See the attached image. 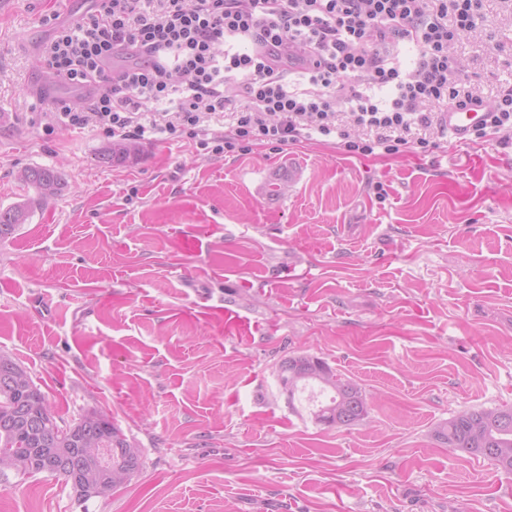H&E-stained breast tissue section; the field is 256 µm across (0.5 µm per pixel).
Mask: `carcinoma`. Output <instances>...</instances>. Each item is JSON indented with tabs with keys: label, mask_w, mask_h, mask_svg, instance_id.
I'll return each mask as SVG.
<instances>
[{
	"label": "carcinoma",
	"mask_w": 512,
	"mask_h": 512,
	"mask_svg": "<svg viewBox=\"0 0 512 512\" xmlns=\"http://www.w3.org/2000/svg\"><path fill=\"white\" fill-rule=\"evenodd\" d=\"M21 180L35 190L38 200L55 197L60 190L56 171L45 167L24 170ZM29 202L0 209V239L11 237L26 222ZM278 379L288 388V404L295 394L313 388L321 398H306L315 423L327 420L348 427L368 415V403L360 385L332 369L322 358L299 354L284 359ZM434 437L452 451L486 456V450L502 448L507 456L494 458L495 466L512 473V405L469 407L434 429ZM80 466L84 482L96 486L106 482L108 470H121L125 478L112 477L107 492H86L76 501L85 504L108 497L129 483L142 466V450L131 446L112 418L98 410H87L70 423L59 424L45 394L28 371L12 356L0 352V474L15 470L44 474L69 484L72 476L65 465Z\"/></svg>",
	"instance_id": "obj_1"
}]
</instances>
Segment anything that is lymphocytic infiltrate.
<instances>
[{
    "label": "lymphocytic infiltrate",
    "instance_id": "1",
    "mask_svg": "<svg viewBox=\"0 0 512 512\" xmlns=\"http://www.w3.org/2000/svg\"><path fill=\"white\" fill-rule=\"evenodd\" d=\"M89 2L74 23L51 13L39 59L53 77L99 91L34 113L47 135L184 141L210 158L312 141L391 156L440 149L426 133L442 128L443 112L482 104L488 120L471 142L512 140V86L484 100L450 52L487 31L486 0ZM403 45L417 52L414 69L402 66Z\"/></svg>",
    "mask_w": 512,
    "mask_h": 512
}]
</instances>
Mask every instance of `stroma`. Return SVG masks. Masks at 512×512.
<instances>
[{
    "label": "stroma",
    "instance_id": "obj_1",
    "mask_svg": "<svg viewBox=\"0 0 512 512\" xmlns=\"http://www.w3.org/2000/svg\"><path fill=\"white\" fill-rule=\"evenodd\" d=\"M54 0L0 7V208L26 167L63 189L0 241V351L56 416L109 415L136 477L81 509L0 477V512H512V473L434 428L512 403V141L352 157L304 143L224 158L29 124ZM479 92L512 84V26L452 46ZM301 170L289 184L288 169ZM357 381L350 427L291 409L280 362Z\"/></svg>",
    "mask_w": 512,
    "mask_h": 512
}]
</instances>
